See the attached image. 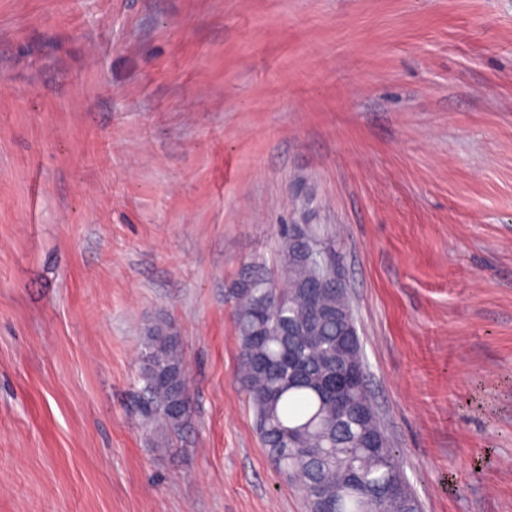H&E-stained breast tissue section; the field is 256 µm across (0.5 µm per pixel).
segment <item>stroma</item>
<instances>
[{"instance_id":"35a3bbf8","label":"stroma","mask_w":512,"mask_h":512,"mask_svg":"<svg viewBox=\"0 0 512 512\" xmlns=\"http://www.w3.org/2000/svg\"><path fill=\"white\" fill-rule=\"evenodd\" d=\"M285 220L421 512H512V0H0V512H308L229 297ZM146 338L142 356V412L157 415L166 426L178 427L190 409L179 338L163 322L150 327Z\"/></svg>"}]
</instances>
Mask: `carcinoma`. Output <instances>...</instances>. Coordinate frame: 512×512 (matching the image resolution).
<instances>
[{
  "instance_id": "cac0c4a2",
  "label": "carcinoma",
  "mask_w": 512,
  "mask_h": 512,
  "mask_svg": "<svg viewBox=\"0 0 512 512\" xmlns=\"http://www.w3.org/2000/svg\"><path fill=\"white\" fill-rule=\"evenodd\" d=\"M277 275L255 272L230 290L242 344V383L262 444L279 473L299 481L309 512H405L387 497L398 482L411 494L367 389L360 338L344 330L354 312L344 287L306 294L328 280L335 255L311 224H280ZM293 323L303 331L285 335ZM141 409L179 426L190 405L177 334L161 322L147 331ZM373 435L377 447H364Z\"/></svg>"
}]
</instances>
